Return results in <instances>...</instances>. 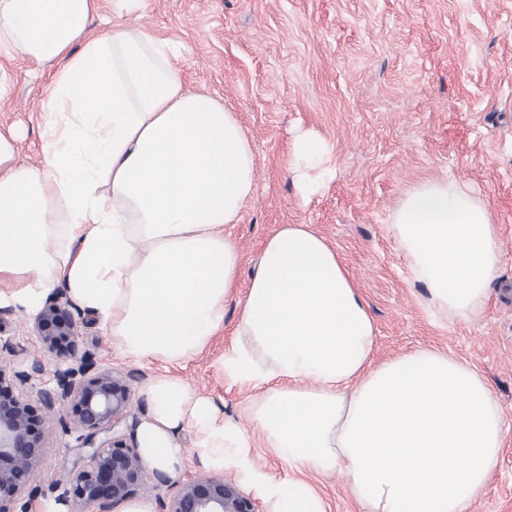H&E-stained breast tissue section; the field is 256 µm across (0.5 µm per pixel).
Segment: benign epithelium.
I'll return each mask as SVG.
<instances>
[{"mask_svg": "<svg viewBox=\"0 0 512 512\" xmlns=\"http://www.w3.org/2000/svg\"><path fill=\"white\" fill-rule=\"evenodd\" d=\"M63 291L38 314L37 337L56 358L54 385L40 390L48 409L68 404L83 433L77 448L86 459L72 472L60 505L75 502L79 512H117L142 490L146 467L135 439L139 420L130 411V390L107 373L90 374L94 362L78 354L81 332ZM46 372L42 361L9 376L0 370V512L30 484L45 453L41 418L24 394V386ZM159 512H256L252 500L222 477L188 479L170 497H158Z\"/></svg>", "mask_w": 512, "mask_h": 512, "instance_id": "obj_1", "label": "benign epithelium"}]
</instances>
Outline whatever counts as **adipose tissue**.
I'll use <instances>...</instances> for the list:
<instances>
[{
  "mask_svg": "<svg viewBox=\"0 0 512 512\" xmlns=\"http://www.w3.org/2000/svg\"><path fill=\"white\" fill-rule=\"evenodd\" d=\"M0 0V48L51 71L39 105L43 159L20 162L15 129L0 130V303L36 314L64 289L118 352L182 365L224 329L242 254L228 225L253 194L251 142L234 113L186 87L173 41L126 22L141 0ZM289 169L301 196L333 178L329 145L298 132ZM390 225L434 318L484 311L501 261L489 208L456 181L423 182ZM225 377L252 391L247 412L288 465L253 463L240 427L179 376L144 389L147 469L176 477L194 433L201 464L235 467L272 512H326L308 474L344 472L370 512H471L506 429L488 384L447 353L419 349L377 364L368 308L326 239L306 224L270 236L246 293Z\"/></svg>",
  "mask_w": 512,
  "mask_h": 512,
  "instance_id": "adipose-tissue-1",
  "label": "adipose tissue"
}]
</instances>
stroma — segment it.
<instances>
[{
    "label": "stroma",
    "instance_id": "stroma-1",
    "mask_svg": "<svg viewBox=\"0 0 512 512\" xmlns=\"http://www.w3.org/2000/svg\"><path fill=\"white\" fill-rule=\"evenodd\" d=\"M131 20L180 42L173 65L183 83L222 101L251 141L256 188L229 227L243 257L238 293L281 225H311L336 249L368 305L375 361L437 349L488 382L508 432L472 512H512V0H143ZM0 69L11 79L0 99V129L21 134V162H39L34 112L49 75L1 51ZM298 128L331 146L336 167L335 179L308 200L288 172ZM446 176L468 186L499 229L500 274L483 315L470 322L429 315L389 228L406 191ZM237 321V302L228 300L223 332L178 373L239 423L258 469L282 476L287 464L245 411L249 393L219 367ZM0 337L24 349L4 370L44 356L35 318L20 307L0 311ZM83 338L96 371L126 380L132 411L144 417L143 389L161 363L119 355L94 321ZM60 416L42 414L47 452L33 477L32 512H56V485L83 464L79 431L62 429ZM311 482L327 512H367L344 473Z\"/></svg>",
    "mask_w": 512,
    "mask_h": 512
}]
</instances>
